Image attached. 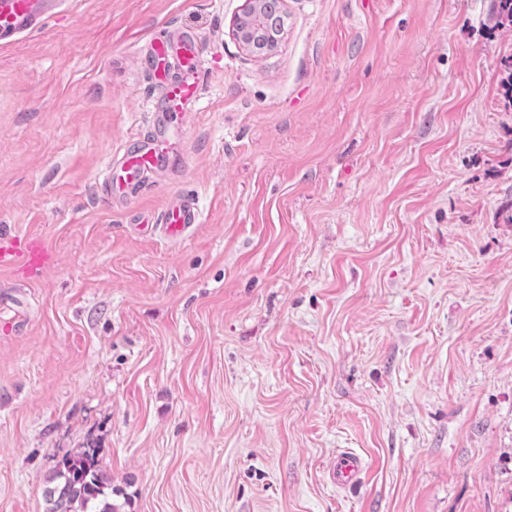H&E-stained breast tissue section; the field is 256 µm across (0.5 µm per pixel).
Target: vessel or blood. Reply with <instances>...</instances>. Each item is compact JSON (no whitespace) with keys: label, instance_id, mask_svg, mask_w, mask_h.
Segmentation results:
<instances>
[{"label":"vessel or blood","instance_id":"1","mask_svg":"<svg viewBox=\"0 0 512 512\" xmlns=\"http://www.w3.org/2000/svg\"><path fill=\"white\" fill-rule=\"evenodd\" d=\"M54 0H0V44L39 28L50 15ZM201 39L185 33L177 39L157 38L151 44L147 70L160 87L165 111L154 113L146 133L136 137L108 165L102 191L105 198L123 206L136 201L147 189L150 176L164 160L181 155V133L187 106L196 103L200 85ZM201 221L195 200L187 195L167 198L157 213L137 214L136 226L145 234H157L172 242L186 238ZM54 262V255L37 236L22 239L0 237V271L31 278ZM364 461L355 452L342 453L332 469L337 484L357 479Z\"/></svg>","mask_w":512,"mask_h":512}]
</instances>
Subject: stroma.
Wrapping results in <instances>:
<instances>
[{
  "instance_id": "1",
  "label": "stroma",
  "mask_w": 512,
  "mask_h": 512,
  "mask_svg": "<svg viewBox=\"0 0 512 512\" xmlns=\"http://www.w3.org/2000/svg\"><path fill=\"white\" fill-rule=\"evenodd\" d=\"M61 0L0 45V512L100 451L132 512H512V27L493 0ZM203 41L185 156L101 182L148 125L154 37ZM365 461L336 486L339 453ZM281 0H244L241 13L233 22V35L240 45L249 52L257 49L255 29L267 35L278 37L284 27V14L280 7ZM275 46V47H276ZM137 229L144 234H159L172 242L186 238L200 224L201 214L195 200L188 195H172L158 213H138ZM54 263V254L37 236L0 237V271L31 278Z\"/></svg>"
}]
</instances>
